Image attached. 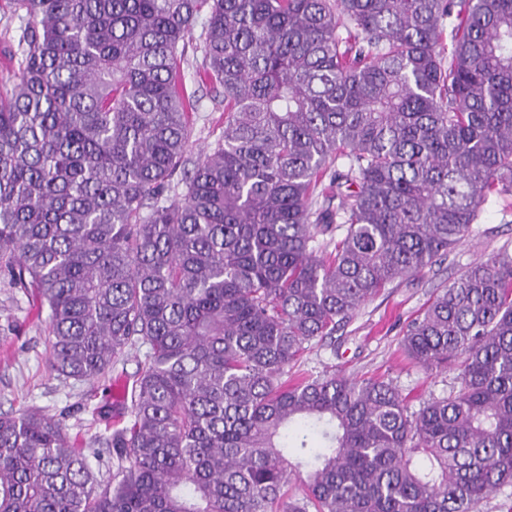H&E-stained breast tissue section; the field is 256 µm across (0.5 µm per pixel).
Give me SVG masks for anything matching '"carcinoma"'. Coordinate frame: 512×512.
I'll list each match as a JSON object with an SVG mask.
<instances>
[{
    "mask_svg": "<svg viewBox=\"0 0 512 512\" xmlns=\"http://www.w3.org/2000/svg\"><path fill=\"white\" fill-rule=\"evenodd\" d=\"M13 4L0 272L47 307L50 371L148 350L98 448L0 413V512H478L512 485L506 252L403 329L448 395L412 412L383 378H285L512 195V0ZM205 5L224 131L194 161L179 60Z\"/></svg>",
    "mask_w": 512,
    "mask_h": 512,
    "instance_id": "cac0c4a2",
    "label": "carcinoma"
}]
</instances>
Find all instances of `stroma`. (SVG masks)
<instances>
[{
    "mask_svg": "<svg viewBox=\"0 0 512 512\" xmlns=\"http://www.w3.org/2000/svg\"><path fill=\"white\" fill-rule=\"evenodd\" d=\"M209 17L201 11L187 33L181 69L188 88L198 89L200 100L192 115L191 157H199L224 130L223 95L200 86L203 73V29ZM23 21L11 0H0V79L9 78L17 65V40ZM512 253V197L491 196L483 205L472 232L447 260L416 279L390 285L356 312L350 323L326 341H312L296 365L314 376L340 371L361 378L393 381L411 410L449 393L455 371L426 372L399 350L402 329L416 317L435 288L457 277L477 260L501 251ZM50 349L47 311L35 297L11 287L0 274V413L17 415L37 411L58 420L78 446L92 447L105 424L103 412L119 413L126 385L147 348L138 344L104 377L75 381L46 367Z\"/></svg>",
    "mask_w": 512,
    "mask_h": 512,
    "instance_id": "obj_1",
    "label": "stroma"
}]
</instances>
